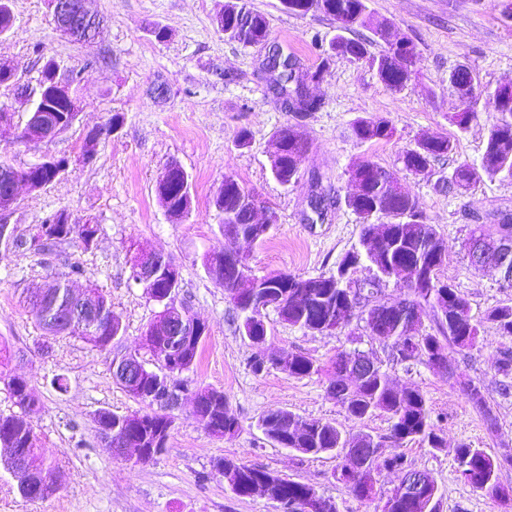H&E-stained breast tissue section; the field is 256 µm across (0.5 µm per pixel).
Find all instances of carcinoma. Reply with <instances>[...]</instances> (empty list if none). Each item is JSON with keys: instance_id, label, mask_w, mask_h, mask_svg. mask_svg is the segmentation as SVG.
<instances>
[{"instance_id": "obj_1", "label": "carcinoma", "mask_w": 512, "mask_h": 512, "mask_svg": "<svg viewBox=\"0 0 512 512\" xmlns=\"http://www.w3.org/2000/svg\"><path fill=\"white\" fill-rule=\"evenodd\" d=\"M283 6L291 13L306 15L318 12L332 17L337 23V34L329 43L328 51L342 55L350 60L359 61L367 57L371 40L366 37H354V34L367 30L373 36L384 39L389 25L379 20L369 10L367 0H282ZM228 38L243 45L258 44L267 40L269 21L267 17L253 9L248 0H228L224 5V27ZM418 55L414 46L405 49L391 48L377 57L371 58V66L375 68L380 81L392 89L400 90L415 77ZM273 84L271 89L291 103L297 112H316L321 108V101L309 97L304 89V82L293 75L292 64L285 60L270 71ZM295 88H290V83ZM484 96V88L479 93L471 94L463 99L462 109L451 116V122L463 132L472 121L478 118L477 107ZM488 103L502 115V119L492 123L488 129L484 152L478 163H463L453 172L452 180L442 183L445 188L454 187L468 190L484 178L496 176L512 178V84L498 87L489 95ZM353 135L360 141L384 140L393 134L390 121L384 117L361 118L352 126ZM275 151L271 154V173L279 184L294 182L299 174L300 164L308 152L309 144L302 133L293 128L279 131L271 140ZM454 151V143L446 136H435L433 139H422L414 146L406 149L401 156L403 169L419 174L432 172L436 162L447 157ZM352 182L358 184L360 193L347 199V205L354 212L361 224L360 239L375 229V222L388 218L391 223L386 226L390 231L389 240L383 243L378 254L353 250L347 253L340 262L337 272L330 276L303 278L290 273H274L257 277L250 269L237 272L238 260L231 258L224 261L225 273L221 286L233 301L237 310L244 314L240 329L247 338L266 335V328L257 321L248 310V296L255 295L274 309L279 317L292 326L320 332L332 331L342 327L347 317L342 307L353 298L354 305L366 304V300L351 295L348 281L343 278L342 270L349 261L360 265L367 261L376 269L375 284L379 285L389 279L391 265H410L414 267L417 279L428 283V287L413 289V298L405 304L401 301H386L368 312L367 322L377 324L384 329V335L391 337V356L398 362H405V346L411 342L430 356L429 360L419 358L417 364L436 369L431 357L451 358L474 346L479 335V325L472 323L470 340L460 343L457 336L461 327L454 320L439 313L444 307L456 309L467 318H472L468 299L452 284L440 279L439 270L446 262L448 247L438 234L434 225L425 222L416 202L406 193L397 175L369 160L358 161L349 170ZM185 174L177 173L170 180L156 186V193L161 206L167 210L181 204L187 197L185 191ZM215 208L224 214L228 222L241 235V238L256 242V225L249 223L253 211L254 200L232 175L224 176L221 194L213 199ZM45 229L46 239L35 244L39 251H49L57 244L68 239L86 238L98 233L96 224H67L63 214L59 213L41 225ZM480 235L490 241L500 235L512 237V218L504 217L498 224L478 225L470 232V236ZM51 299L45 298L43 305L31 309L35 321L53 335H68L82 339L101 352H112V339L121 325L120 319L112 313V305H107L106 314L102 317L96 339L87 338V333L78 328H58L47 321ZM431 311L437 331L428 332L422 327V314ZM485 320L496 326L503 336H512V298L490 309ZM190 357L186 362L156 368L151 375L152 380H169L178 388H188L181 378L183 372L195 362L199 346L189 347ZM349 354L339 352L330 366V383L336 385L341 399L337 403L345 410L348 418L361 422L376 414H385L391 422L389 435L373 436L369 433L351 435L332 422L308 419L289 411H277L267 414L261 422L267 427V437L275 443L288 448H301L303 454L316 456L322 453L339 451L349 441L356 442L361 449L358 458L351 460L352 468H368L378 471H400L406 475L417 472L411 462L402 453L376 455V449L383 447L385 439L398 443L416 441L430 448L443 446L444 438L440 429L432 421L431 410L424 395L417 388L394 390V385L382 366L376 364L367 373L366 379L360 384H350L347 373ZM288 374L304 377L319 371V365L312 358L288 353ZM6 385L19 408V412L0 414V435H7L23 442V438L35 433L31 415L38 410L37 401L26 380L19 377L7 378ZM200 417H209V423L224 427V434L232 436L239 429L238 418L230 407L224 393L212 388H202ZM467 400L483 416L489 428H496V417L485 396L484 387L473 380L468 381ZM145 419L127 422V431L139 437L153 438L155 432L163 429V416L147 404ZM458 464V475L465 484L494 502L501 500L499 492L504 485L498 478L501 463L497 462L485 449L474 448L461 443L455 448ZM222 463L239 469L242 477L241 488L236 491L239 496H246V486L258 474L262 467L237 463L230 459ZM348 494L359 500H368L376 495L374 485L367 483L360 474L339 475ZM271 499L288 500V512H305L304 506L315 499L327 505L325 509L313 512H338L336 503L329 497L318 494L311 486L286 479L277 481L272 487ZM437 501L421 498L417 492L407 493L395 489L387 496L382 512H436Z\"/></svg>"}]
</instances>
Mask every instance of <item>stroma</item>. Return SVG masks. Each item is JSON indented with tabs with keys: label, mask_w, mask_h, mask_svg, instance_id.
I'll use <instances>...</instances> for the list:
<instances>
[{
	"label": "stroma",
	"mask_w": 512,
	"mask_h": 512,
	"mask_svg": "<svg viewBox=\"0 0 512 512\" xmlns=\"http://www.w3.org/2000/svg\"><path fill=\"white\" fill-rule=\"evenodd\" d=\"M249 3L270 21L264 43L244 45L217 30L215 18L225 0H89L103 26L96 41L85 45L56 30L47 0H11L15 25L0 37V57L15 64L23 82H36L48 58L80 71L83 110L70 129L50 141L0 143V160L18 169L46 153L70 162L67 172L41 192L19 189L6 216L15 243L0 244V342L10 347L0 372L28 380L39 402L33 416L36 461L55 464L63 479L53 496L29 502L0 467V512H277L275 503L262 497L235 496L215 469L221 458L306 483L335 500L339 512H381L387 495L400 485L401 473L381 471L376 496L359 500L335 477L342 458L281 447L259 428L266 414L287 410L336 423L350 434H388L385 416L351 422L328 395L325 367L341 351L373 355L396 385L419 388L425 396L444 430V447L389 442L384 451L404 453L416 469L434 476L439 512H505L459 479L454 450L462 442L485 449L502 463L500 481L512 485V390H504L497 370L501 354L512 351V337L499 335L483 319L512 298V288L503 287L495 271L471 266L465 250L474 225H492L512 215V179L487 178L467 191H441L435 183L451 177L460 163H476L482 156L496 114L481 102L477 121L459 132L449 117L461 101L448 76L465 66L478 72L485 91L512 83V20L503 16L512 0H367L375 16L413 41L419 54L416 78L399 91L383 84L369 61L335 54L322 59L319 46L336 34L331 17L289 13L281 0ZM155 24L167 28L166 40L155 39ZM276 49L296 61L298 75L325 68L321 81L307 85L310 95L323 102L319 111L290 110L271 92L266 62ZM158 82L167 85L166 98L153 93ZM116 112L124 116L119 133L102 136L93 156L84 157L86 132L105 125ZM371 116L388 118L394 136L357 140L353 123ZM289 127L303 134L309 150L296 182L283 186L271 174L269 145L276 131ZM244 129L251 142L241 147L237 135ZM437 134L454 142V153L436 163L432 177L405 171L402 152ZM358 160L395 172L448 246L439 276L465 295L480 323L476 346L454 359L456 379L422 364L393 362L389 346L370 335L357 313L343 328L321 334L284 323L267 309L261 315L266 341L253 347L240 330L242 315L203 265L207 252L224 247L244 253L259 276L335 273L359 244L361 226L346 204L353 192L348 169ZM173 161L189 174L192 192V209L178 222L168 218L156 195V182ZM228 174L253 196L259 212L276 215L264 240L249 244L223 237L212 198ZM61 212L71 223L97 224L95 242L87 247L74 238L49 252L35 250L32 240L39 225ZM139 249L162 253L179 266V299L208 325L184 380L193 390L224 392L239 421L233 437L213 436L195 420L191 401L183 400L166 450L146 463L107 452L94 422L102 409L126 415L141 408L113 380L110 354L75 337L48 335L26 304L31 290L66 272L68 264L79 263L84 275L78 287L98 288L121 319L114 350L150 360L143 336L158 306L131 277ZM282 352L311 357L322 370L292 377L275 368L257 374L249 366L256 355ZM59 375L66 377L67 391L54 387ZM462 379L483 385L497 417L496 430H489L467 401L458 386Z\"/></svg>",
	"instance_id": "1"
}]
</instances>
